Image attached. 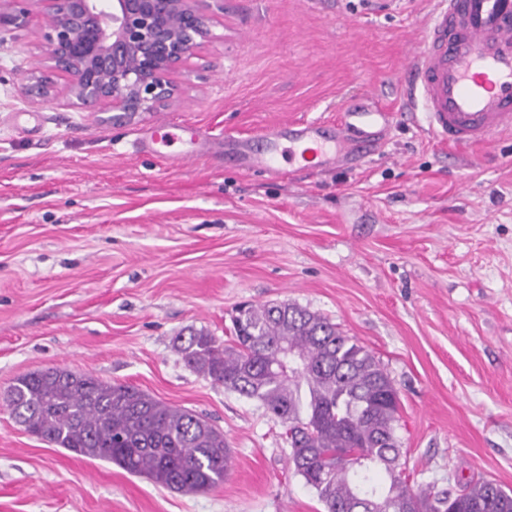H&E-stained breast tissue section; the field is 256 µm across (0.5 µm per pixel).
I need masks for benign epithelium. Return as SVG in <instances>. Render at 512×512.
<instances>
[{"instance_id":"1","label":"benign epithelium","mask_w":512,"mask_h":512,"mask_svg":"<svg viewBox=\"0 0 512 512\" xmlns=\"http://www.w3.org/2000/svg\"><path fill=\"white\" fill-rule=\"evenodd\" d=\"M39 2L42 59L22 86L36 106L64 101L127 124L179 100L173 74L198 56L224 0H0V27H28Z\"/></svg>"}]
</instances>
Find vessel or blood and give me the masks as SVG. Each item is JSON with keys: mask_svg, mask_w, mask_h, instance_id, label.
<instances>
[{"mask_svg": "<svg viewBox=\"0 0 512 512\" xmlns=\"http://www.w3.org/2000/svg\"><path fill=\"white\" fill-rule=\"evenodd\" d=\"M423 40L401 81L425 131L460 144L487 143L512 130V0H434ZM392 120L367 94L347 105L336 124H282L235 140L231 151L244 167L273 173L285 161L327 167L369 154Z\"/></svg>", "mask_w": 512, "mask_h": 512, "instance_id": "vessel-or-blood-1", "label": "vessel or blood"}]
</instances>
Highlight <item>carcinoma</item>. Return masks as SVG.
<instances>
[{"mask_svg": "<svg viewBox=\"0 0 512 512\" xmlns=\"http://www.w3.org/2000/svg\"><path fill=\"white\" fill-rule=\"evenodd\" d=\"M232 344L204 330L178 346L186 363L259 402L286 428L288 464L325 512H512L492 481L459 492L408 484L397 436L399 392L375 355L295 303L244 305ZM8 406L29 434L184 494L224 482V433L139 388L47 368L19 377Z\"/></svg>", "mask_w": 512, "mask_h": 512, "instance_id": "cac0c4a2", "label": "carcinoma"}]
</instances>
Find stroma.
Returning <instances> with one entry per match:
<instances>
[{
    "label": "stroma",
    "mask_w": 512,
    "mask_h": 512,
    "mask_svg": "<svg viewBox=\"0 0 512 512\" xmlns=\"http://www.w3.org/2000/svg\"><path fill=\"white\" fill-rule=\"evenodd\" d=\"M432 0H224L162 116L29 104L27 30L0 31V512H324L284 427L177 351L232 340L243 303L288 301L371 350L400 394L412 482L512 492V130L441 145L405 111L402 62ZM370 93L394 109L362 165L272 174L223 156L172 166L136 149L162 118L232 140L333 121ZM136 386L224 434L223 483L185 495L27 433L5 396L46 368Z\"/></svg>",
    "instance_id": "obj_1"
}]
</instances>
